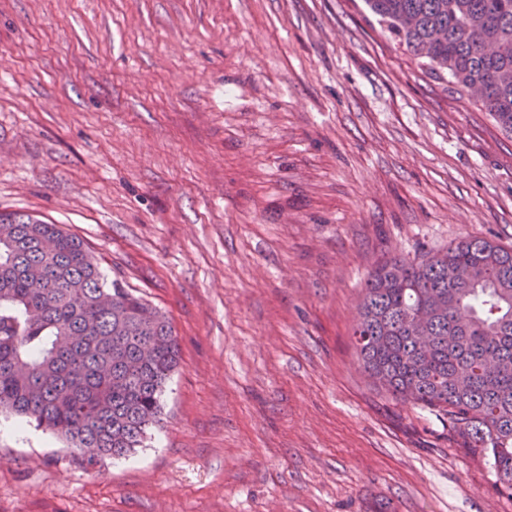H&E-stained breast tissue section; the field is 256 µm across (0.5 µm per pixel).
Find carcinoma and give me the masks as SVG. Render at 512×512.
Masks as SVG:
<instances>
[{
	"label": "carcinoma",
	"instance_id": "1",
	"mask_svg": "<svg viewBox=\"0 0 512 512\" xmlns=\"http://www.w3.org/2000/svg\"><path fill=\"white\" fill-rule=\"evenodd\" d=\"M429 75L512 134V0H365ZM52 238L45 252L40 240ZM365 372L393 398L448 417L461 448L512 496V247L464 237L368 275L352 330ZM179 363L155 305L104 278L76 235L0 212V412L36 422L93 462L160 423Z\"/></svg>",
	"mask_w": 512,
	"mask_h": 512
}]
</instances>
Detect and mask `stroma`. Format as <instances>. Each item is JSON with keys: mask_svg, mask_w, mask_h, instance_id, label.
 I'll list each match as a JSON object with an SVG mask.
<instances>
[{"mask_svg": "<svg viewBox=\"0 0 512 512\" xmlns=\"http://www.w3.org/2000/svg\"><path fill=\"white\" fill-rule=\"evenodd\" d=\"M0 211L83 239L180 347L125 456L0 414V512H512L352 342L381 260L512 246V135L363 0H0Z\"/></svg>", "mask_w": 512, "mask_h": 512, "instance_id": "obj_1", "label": "stroma"}]
</instances>
